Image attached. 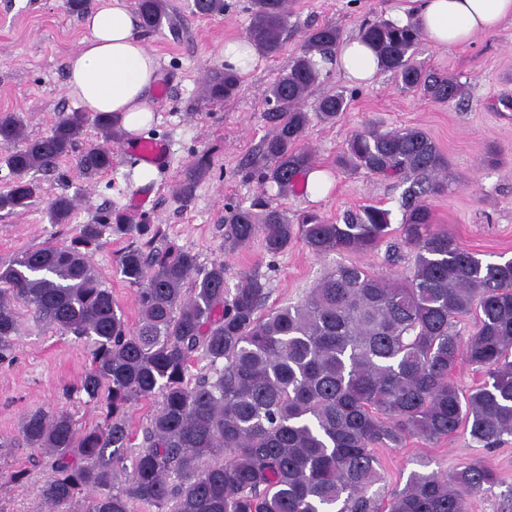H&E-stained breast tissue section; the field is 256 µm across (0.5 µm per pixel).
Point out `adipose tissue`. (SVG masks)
<instances>
[{"label": "adipose tissue", "instance_id": "adipose-tissue-1", "mask_svg": "<svg viewBox=\"0 0 512 512\" xmlns=\"http://www.w3.org/2000/svg\"><path fill=\"white\" fill-rule=\"evenodd\" d=\"M512 18V0H408L391 19L420 24L435 46L466 45L481 33ZM89 35L67 59L65 91L91 113L117 116L128 135L139 134L154 117L152 92L159 63L138 35L139 21L125 0H104L83 16ZM346 79L369 84L380 72L379 60L358 36L342 39L334 57Z\"/></svg>", "mask_w": 512, "mask_h": 512}]
</instances>
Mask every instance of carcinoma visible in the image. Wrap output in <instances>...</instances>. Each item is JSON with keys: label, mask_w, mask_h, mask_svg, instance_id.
I'll return each instance as SVG.
<instances>
[{"label": "carcinoma", "mask_w": 512, "mask_h": 512, "mask_svg": "<svg viewBox=\"0 0 512 512\" xmlns=\"http://www.w3.org/2000/svg\"><path fill=\"white\" fill-rule=\"evenodd\" d=\"M135 7L147 31L172 22L166 0H135ZM193 7L219 15L225 0ZM289 18L288 0H251L246 37L275 57ZM422 36L414 24L383 18L362 30L401 89L440 103L463 97L466 84L416 62ZM340 38L332 23L306 32L300 54L268 89L270 130L247 167L279 195L304 188L314 169L312 151L300 145L311 116L333 123L347 109L341 92L305 109L321 77L315 57L332 59ZM239 84L234 72L215 70L207 92L228 100ZM90 126L107 144L120 138L106 114L62 113L34 139L20 116L1 115L0 163L17 179L0 195V210L26 207L36 186L25 176L56 168ZM336 163L411 182L398 227L377 205L334 222L314 212L292 220L263 195L227 212L225 241L236 248L259 237L276 256L300 239L323 256L372 251L397 233L416 251L408 275L390 279L341 264L302 302L265 311L258 275L241 277L230 292L224 263L203 266L174 247L148 251L151 225L117 212L116 226L144 240L118 260L135 288L139 316L131 326L90 260L102 245L101 224L0 265V361L14 349L21 304L45 326L91 345L76 390L101 409L102 423L81 430L66 410L30 412L21 422L22 446L50 469L40 489L50 512H130L134 502L157 512H468V497L496 484L492 469L470 464L448 474L413 472L398 492L373 491L380 480L373 448L461 429L482 448L512 436V259L487 262L434 223L429 199L448 190V159L422 130L358 132ZM79 166L88 175L106 171L112 152L94 146ZM72 211L71 197H55L51 223H68ZM468 316L476 328L464 340L455 322ZM199 357L208 371L192 375ZM462 362L487 375L466 393L450 379ZM144 400L157 408L119 488L114 471L132 441L126 414Z\"/></svg>", "instance_id": "obj_1"}]
</instances>
